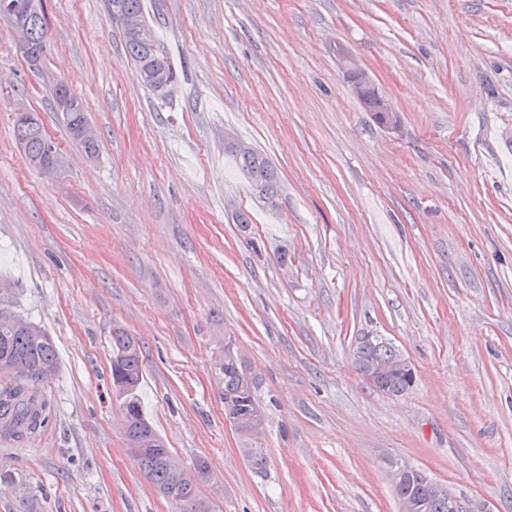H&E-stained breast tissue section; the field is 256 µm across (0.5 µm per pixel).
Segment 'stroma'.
<instances>
[{
    "instance_id": "35a3bbf8",
    "label": "stroma",
    "mask_w": 512,
    "mask_h": 512,
    "mask_svg": "<svg viewBox=\"0 0 512 512\" xmlns=\"http://www.w3.org/2000/svg\"><path fill=\"white\" fill-rule=\"evenodd\" d=\"M178 83L144 89L105 0H45L42 71L0 21V305L59 357L47 422L0 446L34 512H176L126 447L112 331L139 341L141 401L216 512H399L395 464L474 512H512V0H146ZM353 55L400 124L379 126L337 62ZM98 135L69 138L48 76ZM57 147L16 143L13 104ZM279 177L268 206L224 151ZM250 218L240 227L237 214ZM413 365L378 391L353 351ZM259 382L255 475L224 421L223 344ZM14 133L17 144L33 168L46 163L50 155V162L37 170L45 177H51L58 167L59 157L54 154L52 146L48 155V138L37 114L30 112L17 117L14 120ZM363 336L359 338L357 347L354 351V358L359 371L364 374L365 369L372 363L375 362H390L400 351L396 349L392 344L386 342L380 337H374L373 341L367 346L361 347L359 341L366 338ZM416 383L415 370H406L397 374H394L384 385L376 386L379 390L388 392L394 396H400L408 393ZM385 387L387 389L385 390Z\"/></svg>"
}]
</instances>
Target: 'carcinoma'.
Masks as SVG:
<instances>
[{
    "label": "carcinoma",
    "mask_w": 512,
    "mask_h": 512,
    "mask_svg": "<svg viewBox=\"0 0 512 512\" xmlns=\"http://www.w3.org/2000/svg\"><path fill=\"white\" fill-rule=\"evenodd\" d=\"M15 5V15H22L32 48L45 55L47 49L46 16L43 0H36L35 8H29L31 0H0ZM107 9L113 17L126 15L147 17L145 0H107ZM126 54L134 66L143 85L152 92L157 86L150 76L161 74L165 82L177 83V72L173 66L165 42L159 37L155 26L146 22L142 30L131 32L120 29ZM383 96L370 88L365 94L363 106L383 125L390 119L387 112L380 111ZM66 129L72 141L88 158L96 157L98 142H87L81 138L82 129L89 124L84 104L78 96L73 102L60 108ZM17 144L32 167L40 166L49 159L48 138L36 113L30 112L14 120ZM241 170L247 175L264 199L273 201L277 194V176L269 160L256 149L235 153L227 151ZM35 322L16 314L10 318L0 312V370L15 375L12 386L0 390V434L20 441L35 432L45 421L44 404L39 399L38 384L51 378L58 370V356L53 339L41 328H33ZM400 354L392 344L380 337L373 338L368 345L356 347L354 358L359 371L363 372L372 363L389 362ZM222 395L230 400L242 425L264 414L257 396V383L247 367L244 357L230 349L226 350L223 364L215 370ZM112 392L120 400L125 414L127 444L158 435L148 420L140 398L143 380V358L139 342L121 328L112 334L111 361ZM416 383V373L406 370L393 375L386 383V392L400 396L408 393ZM244 451L248 453L253 471L263 474L267 469V458L261 448H252L245 433H240ZM173 455L166 444L136 458L139 469L157 489L178 507V512H214L213 503L203 497L197 485L190 484L172 463ZM429 477L419 469L412 468L394 482L398 502L411 501L414 512H448V489L437 485L428 487ZM26 484L23 475L10 469H0V486L14 491Z\"/></svg>",
    "instance_id": "cac0c4a2"
}]
</instances>
